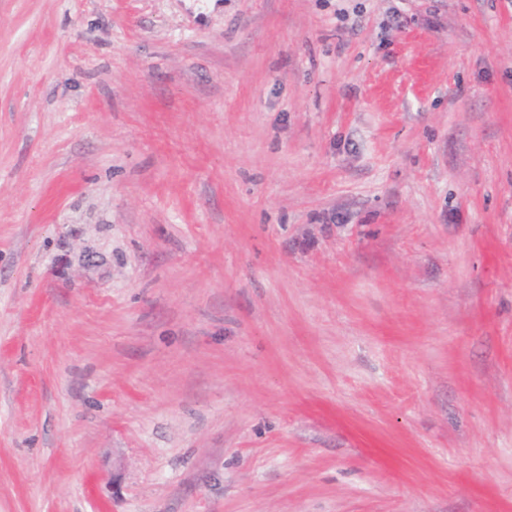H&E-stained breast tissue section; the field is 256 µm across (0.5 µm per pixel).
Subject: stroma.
<instances>
[{
  "label": "stroma",
  "instance_id": "obj_1",
  "mask_svg": "<svg viewBox=\"0 0 512 512\" xmlns=\"http://www.w3.org/2000/svg\"><path fill=\"white\" fill-rule=\"evenodd\" d=\"M0 512H512V0H0Z\"/></svg>",
  "mask_w": 512,
  "mask_h": 512
}]
</instances>
